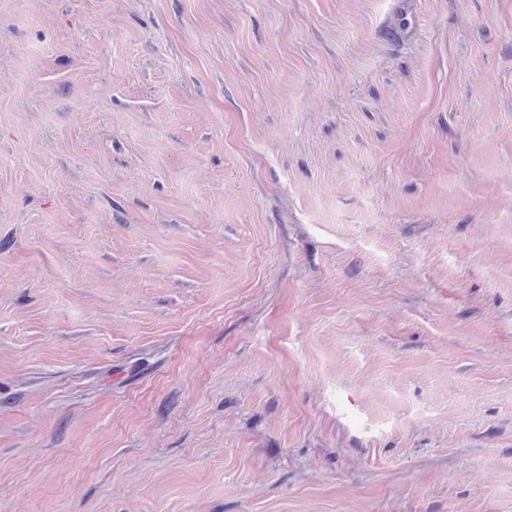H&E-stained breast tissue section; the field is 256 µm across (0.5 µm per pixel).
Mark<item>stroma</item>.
I'll return each mask as SVG.
<instances>
[{"label": "stroma", "instance_id": "35a3bbf8", "mask_svg": "<svg viewBox=\"0 0 512 512\" xmlns=\"http://www.w3.org/2000/svg\"><path fill=\"white\" fill-rule=\"evenodd\" d=\"M0 512H512V0H0Z\"/></svg>", "mask_w": 512, "mask_h": 512}]
</instances>
